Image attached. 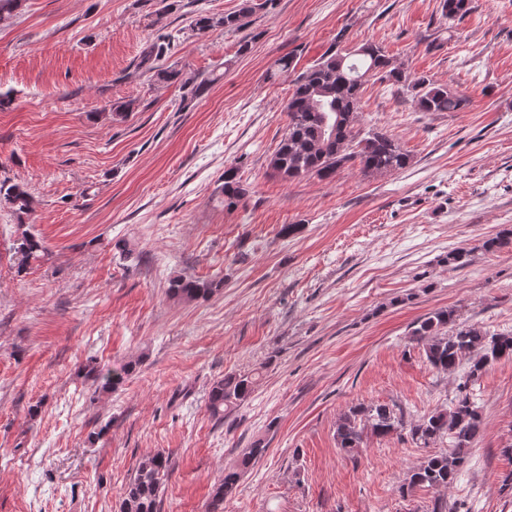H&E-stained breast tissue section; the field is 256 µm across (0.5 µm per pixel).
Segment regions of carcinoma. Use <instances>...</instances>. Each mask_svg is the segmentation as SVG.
I'll return each instance as SVG.
<instances>
[{"mask_svg": "<svg viewBox=\"0 0 512 512\" xmlns=\"http://www.w3.org/2000/svg\"><path fill=\"white\" fill-rule=\"evenodd\" d=\"M272 0H241L238 10L222 16L196 14L189 24L194 35L217 28L239 30L256 11ZM472 0H441L442 13L448 18L470 12ZM179 36L162 33L139 54V68L160 83H181L190 98L206 85L182 77L180 70L163 67L159 62L174 48ZM372 78L397 85L411 93L420 112H457L466 100L425 76L409 80L405 71L395 66L382 49L365 42L355 52H344L331 45L306 70L293 79V89L284 107L286 132L268 161L271 174L292 181L307 176L332 179L349 162H356L366 176L382 175L406 168L410 155L386 132L370 129L354 131L358 103L364 85ZM241 179L232 170L224 172V207L235 208L246 196ZM0 205L8 208L19 221L34 210V198L26 186L0 181ZM512 245V229H505L485 241V249L496 251ZM18 270L32 259L47 254L43 241L24 231L15 247ZM223 281H199L174 277L169 293L183 301H195L215 294ZM411 336L422 345L426 361L446 375L466 366V377L458 393L445 409H435L416 419H405L404 411L386 403H358L336 421V444L355 455L364 448L367 434L386 437L405 434L420 448H432L449 440V448L429 453L410 471L402 491L417 488L445 491L456 480L469 450L483 434L485 425L470 386L481 378L491 364L512 360V331L491 333L475 325L457 321L455 312L446 309L427 314L416 322ZM136 364L127 363L110 372L91 361L83 367L84 375L101 389H112L132 373ZM253 373H234L213 382L207 398L208 412L219 419L244 402L252 393ZM265 445L257 441L243 454L237 467L224 470V477L214 483L207 512H224V500L237 487L242 472L263 456ZM170 459L162 453L144 456L125 486L120 512H159L163 480L168 475Z\"/></svg>", "mask_w": 512, "mask_h": 512, "instance_id": "1", "label": "carcinoma"}]
</instances>
